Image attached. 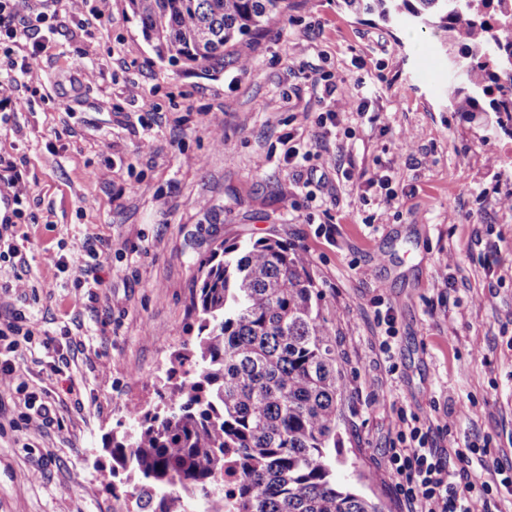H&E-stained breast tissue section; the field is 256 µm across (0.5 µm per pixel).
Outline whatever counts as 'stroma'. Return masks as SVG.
Here are the masks:
<instances>
[{"instance_id":"35a3bbf8","label":"stroma","mask_w":512,"mask_h":512,"mask_svg":"<svg viewBox=\"0 0 512 512\" xmlns=\"http://www.w3.org/2000/svg\"><path fill=\"white\" fill-rule=\"evenodd\" d=\"M42 33L37 77L0 67L21 101L0 121V154L23 174L29 215L24 266L0 270V314L25 313L67 364L52 371L40 348L20 362L51 390L57 424L11 429L20 408L0 389V512H118L96 450L130 407L155 403L171 355L197 335L202 260L268 237L309 257L336 344L337 481L406 512L383 460L417 427L453 472L456 444L476 445L473 481L512 512L493 482L512 467V210L498 204L512 194V134L449 110L437 41L336 0H293L243 46L245 71L232 52L204 70L159 61L127 0L58 9ZM87 64L99 82L84 84ZM316 73L340 78L339 96H368L369 111L319 125ZM287 132L308 160L284 161ZM377 174L393 199L368 187ZM86 241L94 301L66 264Z\"/></svg>"}]
</instances>
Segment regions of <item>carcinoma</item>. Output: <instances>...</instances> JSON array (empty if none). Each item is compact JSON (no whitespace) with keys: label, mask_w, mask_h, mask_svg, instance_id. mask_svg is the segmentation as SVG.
Segmentation results:
<instances>
[{"label":"carcinoma","mask_w":512,"mask_h":512,"mask_svg":"<svg viewBox=\"0 0 512 512\" xmlns=\"http://www.w3.org/2000/svg\"><path fill=\"white\" fill-rule=\"evenodd\" d=\"M440 39L462 66L453 112L512 130V0H341ZM161 61L205 68L267 31L291 0H128ZM198 335L159 401L114 431L106 486L139 512H381L336 482L340 374L308 257L279 239L223 243L201 262Z\"/></svg>","instance_id":"cac0c4a2"}]
</instances>
